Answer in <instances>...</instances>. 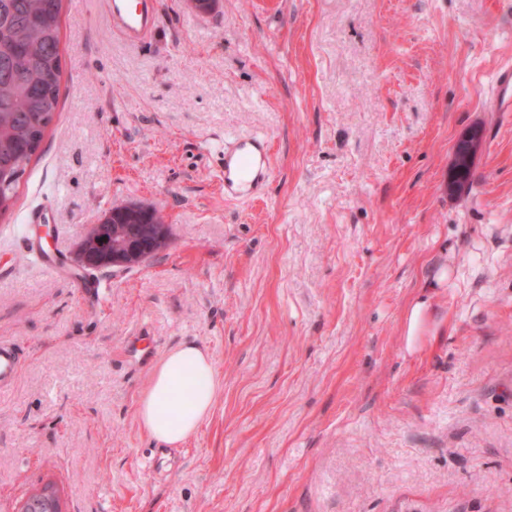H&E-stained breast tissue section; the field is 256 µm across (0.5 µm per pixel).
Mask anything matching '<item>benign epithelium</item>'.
<instances>
[{
    "instance_id": "obj_1",
    "label": "benign epithelium",
    "mask_w": 512,
    "mask_h": 512,
    "mask_svg": "<svg viewBox=\"0 0 512 512\" xmlns=\"http://www.w3.org/2000/svg\"><path fill=\"white\" fill-rule=\"evenodd\" d=\"M483 146L482 129L473 125L458 137L452 150L451 166L468 164ZM153 215V223L139 224L143 213ZM125 223L117 225L115 237L102 239L101 230L111 213L91 225L79 243L75 253V265L80 269L120 268L130 269L141 265L169 242L168 225L153 207L126 204L120 209ZM56 502L52 495L29 498L21 512H55Z\"/></svg>"
}]
</instances>
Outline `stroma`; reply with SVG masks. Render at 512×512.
<instances>
[{"label": "stroma", "instance_id": "obj_1", "mask_svg": "<svg viewBox=\"0 0 512 512\" xmlns=\"http://www.w3.org/2000/svg\"><path fill=\"white\" fill-rule=\"evenodd\" d=\"M158 2L132 45L63 0L59 110L0 216V512L49 481L64 512H512V112L486 107L512 0ZM253 134L267 192L225 199L224 138ZM116 202L168 247L77 268ZM39 206L68 277L27 256ZM183 341L220 389L158 470L137 402ZM483 146V132L479 126L473 125L464 130L458 137L452 150L451 172L459 164H469L477 156ZM459 147H465L462 153L458 152ZM20 356L12 344L0 341V390L12 385L19 373Z\"/></svg>", "mask_w": 512, "mask_h": 512}]
</instances>
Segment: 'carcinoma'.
<instances>
[{
  "label": "carcinoma",
  "instance_id": "1",
  "mask_svg": "<svg viewBox=\"0 0 512 512\" xmlns=\"http://www.w3.org/2000/svg\"><path fill=\"white\" fill-rule=\"evenodd\" d=\"M63 0H0V214L59 106Z\"/></svg>",
  "mask_w": 512,
  "mask_h": 512
}]
</instances>
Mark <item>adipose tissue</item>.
<instances>
[{"label": "adipose tissue", "mask_w": 512, "mask_h": 512, "mask_svg": "<svg viewBox=\"0 0 512 512\" xmlns=\"http://www.w3.org/2000/svg\"><path fill=\"white\" fill-rule=\"evenodd\" d=\"M219 385L201 346L184 342L170 349L155 364L138 400L141 429L161 446L182 447L210 416Z\"/></svg>", "instance_id": "ef3b65f1"}]
</instances>
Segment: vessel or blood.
Masks as SVG:
<instances>
[{
    "instance_id": "b4317fda",
    "label": "vessel or blood",
    "mask_w": 512,
    "mask_h": 512,
    "mask_svg": "<svg viewBox=\"0 0 512 512\" xmlns=\"http://www.w3.org/2000/svg\"><path fill=\"white\" fill-rule=\"evenodd\" d=\"M158 19L157 0H108L106 22L113 32L131 44L143 43ZM494 112H512V66L501 67L495 77V91L489 100ZM272 173L270 145L261 136L228 137L224 140V196L228 199L257 198ZM28 250L41 261L44 273L64 272L60 247L46 248L29 241ZM20 368L17 348L0 341V388L15 382Z\"/></svg>"
}]
</instances>
